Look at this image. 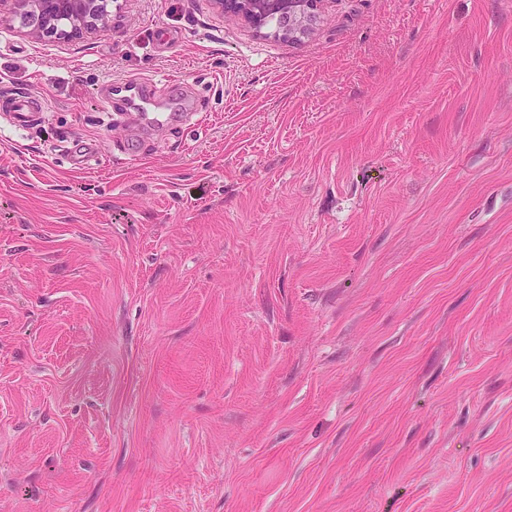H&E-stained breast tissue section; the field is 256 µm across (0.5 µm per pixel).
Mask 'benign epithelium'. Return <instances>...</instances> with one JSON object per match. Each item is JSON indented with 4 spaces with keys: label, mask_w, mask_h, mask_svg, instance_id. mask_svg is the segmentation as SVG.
<instances>
[{
    "label": "benign epithelium",
    "mask_w": 512,
    "mask_h": 512,
    "mask_svg": "<svg viewBox=\"0 0 512 512\" xmlns=\"http://www.w3.org/2000/svg\"><path fill=\"white\" fill-rule=\"evenodd\" d=\"M22 29L31 37L83 38L112 27L118 0H8ZM228 12L261 27L270 15L286 20V35L297 38L314 23V0H214Z\"/></svg>",
    "instance_id": "benign-epithelium-1"
}]
</instances>
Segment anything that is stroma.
<instances>
[{"mask_svg": "<svg viewBox=\"0 0 512 512\" xmlns=\"http://www.w3.org/2000/svg\"><path fill=\"white\" fill-rule=\"evenodd\" d=\"M314 13L0 6V512H512V0ZM10 2L22 29L32 38H83L112 26L118 0H1ZM119 4L115 5V11ZM3 109L6 112H16L21 118V122L27 121L30 117V112H45L47 110V101L42 100L37 108L34 106L31 97L27 93H13L10 95L2 96Z\"/></svg>", "mask_w": 512, "mask_h": 512, "instance_id": "1", "label": "stroma"}]
</instances>
